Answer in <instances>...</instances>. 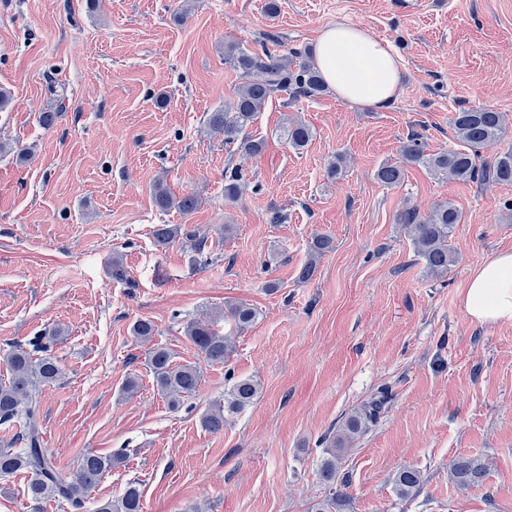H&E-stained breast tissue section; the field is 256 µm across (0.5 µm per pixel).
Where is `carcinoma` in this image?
Listing matches in <instances>:
<instances>
[{"label":"carcinoma","mask_w":512,"mask_h":512,"mask_svg":"<svg viewBox=\"0 0 512 512\" xmlns=\"http://www.w3.org/2000/svg\"><path fill=\"white\" fill-rule=\"evenodd\" d=\"M224 63L239 72L241 83L234 99L208 113L206 125L211 133L224 136L225 147L249 155H258L265 148V140L248 135L247 129L272 94L284 92L292 97H315L325 91L319 71L307 53L298 49L279 55L266 46L259 51H248L236 44H228L224 47ZM452 125L459 142L457 148L428 153L419 139L412 137L403 147V163L380 166L377 179L388 186H395L404 180L405 166L419 165L432 175L443 173L459 181L491 179L501 184H512V147L495 155L490 162L482 161L478 152V149L502 138L507 126L506 113L489 108L463 109L454 113ZM284 135L288 145L295 150L305 148L312 138L311 129L298 122L286 126ZM242 187L243 174L239 169L231 168L224 172L226 201H235L242 193ZM153 197L159 209H174L184 215L194 212L199 204V199L192 194L172 195L162 180L155 184ZM460 221L461 213L449 201L437 204L427 216L419 215L414 209H406L398 215V223L411 227L417 254L428 271L439 276L447 273L455 262L448 238ZM180 236L190 241L192 252L198 256L204 254L207 238L183 230L180 224H159L153 230L155 243L162 248ZM330 247V238L315 239L310 259L300 271L301 280L312 278L316 258ZM224 318L233 320L239 328L247 327L255 322L257 311L246 303L232 304L226 308ZM154 331V324L147 320H138L132 327L133 336L144 343L151 341ZM185 336L204 360L213 365L224 363L231 351L229 337L216 329L212 319L188 322ZM58 338L57 330L36 336L28 342V347L14 346L0 358L9 374L6 381H0V425L16 430L12 439L16 447H0V477L20 472L28 474L26 495L32 503L33 512H40V504L47 501L65 502L75 512H80L90 491L102 477L123 462L120 454L88 453L81 457L74 472L67 473L55 466L44 448L36 393L41 386L62 377L58 361L50 353ZM148 364L157 390L173 407L200 388L201 369L196 365L175 363L172 352L165 347L150 349ZM259 390V383L252 378L234 381L225 393L224 404L216 403L204 411L202 427L210 433L224 431L226 415L253 404ZM389 403L387 392H377L348 414L333 436L323 438L327 445L323 449L320 475L329 493L314 504L311 512H343L347 500L336 489L338 463L348 447L378 423ZM449 474L463 488L479 487L487 478V469L475 458L458 456L450 462ZM421 484V472L406 467L396 479V494L400 499L408 500L420 491ZM95 512H142L140 483L135 480L128 482L119 497L99 501Z\"/></svg>","instance_id":"carcinoma-1"}]
</instances>
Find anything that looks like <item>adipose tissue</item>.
<instances>
[{"label":"adipose tissue","mask_w":512,"mask_h":512,"mask_svg":"<svg viewBox=\"0 0 512 512\" xmlns=\"http://www.w3.org/2000/svg\"><path fill=\"white\" fill-rule=\"evenodd\" d=\"M312 62L343 102L383 110L402 92L400 65L389 43L361 28L326 27L315 43ZM460 299L477 322L512 321V252L497 254L477 268Z\"/></svg>","instance_id":"adipose-tissue-1"}]
</instances>
